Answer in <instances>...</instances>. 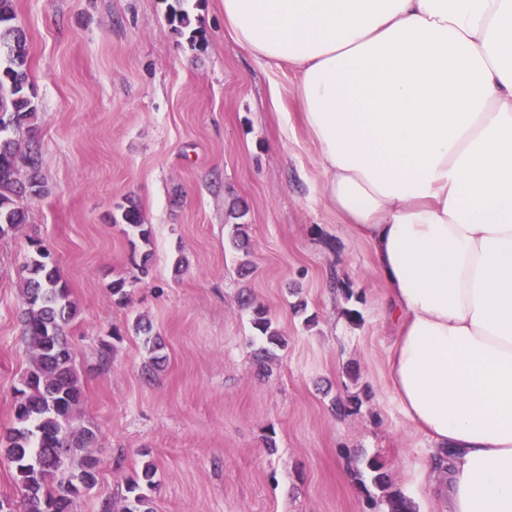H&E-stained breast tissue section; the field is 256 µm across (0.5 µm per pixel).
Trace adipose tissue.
<instances>
[{
  "label": "adipose tissue",
  "mask_w": 512,
  "mask_h": 512,
  "mask_svg": "<svg viewBox=\"0 0 512 512\" xmlns=\"http://www.w3.org/2000/svg\"><path fill=\"white\" fill-rule=\"evenodd\" d=\"M298 75L328 205L373 255L392 389L445 512H512V0H223Z\"/></svg>",
  "instance_id": "adipose-tissue-1"
}]
</instances>
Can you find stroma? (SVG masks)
I'll return each mask as SVG.
<instances>
[{
  "instance_id": "obj_1",
  "label": "stroma",
  "mask_w": 512,
  "mask_h": 512,
  "mask_svg": "<svg viewBox=\"0 0 512 512\" xmlns=\"http://www.w3.org/2000/svg\"><path fill=\"white\" fill-rule=\"evenodd\" d=\"M176 3L191 30L170 25ZM16 15L47 192L0 237V431L32 356L19 278L37 239L77 306L65 335L84 384L78 424L97 435L98 480L77 512H123L147 459L155 512H366L358 458L380 461L417 512H440L429 442L390 387L386 289L368 244L326 206L295 72L239 48L223 0H17ZM132 204L153 228L140 282L147 247L111 222ZM236 224L249 227L247 249L231 242ZM119 277L135 281L125 306L108 289ZM244 292L286 339L264 374ZM137 317L166 344L151 376L129 331ZM116 328L125 335L102 362ZM360 388V410L337 414L335 400Z\"/></svg>"
}]
</instances>
